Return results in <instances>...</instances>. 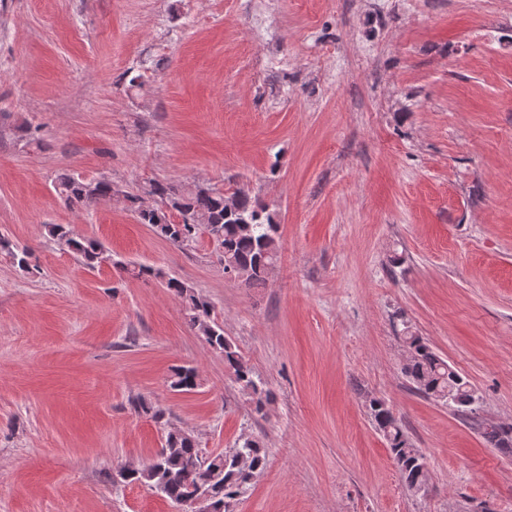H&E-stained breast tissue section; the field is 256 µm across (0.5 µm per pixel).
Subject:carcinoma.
I'll list each match as a JSON object with an SVG mask.
<instances>
[{
    "label": "carcinoma",
    "mask_w": 512,
    "mask_h": 512,
    "mask_svg": "<svg viewBox=\"0 0 512 512\" xmlns=\"http://www.w3.org/2000/svg\"><path fill=\"white\" fill-rule=\"evenodd\" d=\"M54 189L67 205L84 208L110 200L119 193L108 180H87L68 173L57 178ZM123 196L139 223L149 225L171 243L189 246L206 234L215 245L224 271L231 272V277L249 288L266 285L278 257V223L276 213L259 199L240 189L230 192L198 186L183 192L156 180L135 192L125 191ZM46 229L61 249L76 254L86 267L94 269L112 264V253L93 240L74 238L68 226L48 224ZM0 253L8 256L20 273L30 272V250L14 245L3 234H0ZM122 268L136 277L146 274L160 279L163 287L180 299L190 328L224 357L225 366L251 396L252 411L264 414L271 393L264 389L263 382L255 376L237 346L224 336L223 324L214 319L211 302L160 269L131 268L127 264ZM404 332L406 354L401 371L414 389L443 402L459 415L475 411L480 395L470 382L409 327H404ZM196 377L194 368L179 367L173 374L171 387L179 392H190L196 387ZM132 408L157 423L163 420V413L143 397L132 400ZM368 411L375 427L387 440L402 483L408 491H415L417 483L428 477V472L422 470V452L410 442L401 421L385 401L370 399ZM486 437L497 448L512 447L511 426H492L486 431ZM266 464L267 449L254 437H242L234 447L205 457L193 436L170 430L163 448L149 464L129 466L122 477L130 484L148 487L175 506L198 488H208L214 492L216 502L223 505L222 512H231L233 501Z\"/></svg>",
    "instance_id": "cac0c4a2"
}]
</instances>
